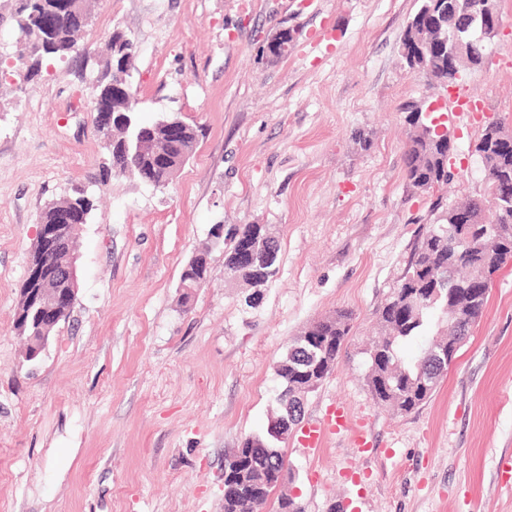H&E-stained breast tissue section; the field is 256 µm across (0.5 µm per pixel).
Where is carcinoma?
Returning <instances> with one entry per match:
<instances>
[{
  "label": "carcinoma",
  "mask_w": 512,
  "mask_h": 512,
  "mask_svg": "<svg viewBox=\"0 0 512 512\" xmlns=\"http://www.w3.org/2000/svg\"><path fill=\"white\" fill-rule=\"evenodd\" d=\"M29 25L18 28V39L29 48L30 63L21 60L14 64L18 76L28 80L39 74L43 61L61 60L74 51L75 35L85 27L83 18L88 12L66 17L60 21L52 39L43 44L36 40L38 19L53 0H21ZM443 12V24L448 39L465 35L470 14L497 13L498 0H421L420 7L408 23L401 41V56L407 67L422 73L443 87L457 84L459 75L448 69V54L434 50L420 54L414 45V36L430 25L431 9ZM132 124L120 126L116 135L135 138L146 130L143 153L135 161V177L156 187L165 186L177 167L160 161L161 154L173 150L164 136V119L151 124L139 122L129 113ZM406 121L413 135L405 152V173L408 181L422 191L438 189L448 183V137L427 135L421 127L431 125L432 117L419 108L407 109ZM484 142L479 157L489 187L488 196L472 199L462 207L475 212L481 223L472 224L469 234L474 244L469 249L453 245L448 230L449 212H440L430 224L422 225L410 253L407 267L397 288L376 310L381 336L369 352L367 385L374 402L402 413H410L426 403L436 392L450 363L442 364L433 349L453 341L463 344L466 337L458 334L456 323L462 317L473 327L482 317L488 303L490 287L496 273L512 261V237L498 244L491 241V231L501 226L512 229V145H498L482 132ZM62 205L80 207L88 212L93 204L85 192L58 200ZM230 238L245 244L255 243L266 252L251 264L235 256L233 245L224 246V267L233 271L237 279L250 286L261 287L272 281L280 269L278 240L257 224H244L230 232ZM446 323L448 338L434 339L421 350L413 362L401 356L402 346L430 329L435 319ZM352 314L337 312L317 321L319 335L328 337L326 348L310 351L305 347V336H298L288 353L277 363L280 379L277 411L273 419L279 423L299 424L302 399L319 387L336 366L345 347ZM245 466L241 474L224 482V512H255L270 494L283 485L285 458L280 442L270 434L250 436L242 447L224 458V472L236 470L239 458Z\"/></svg>",
  "instance_id": "cac0c4a2"
}]
</instances>
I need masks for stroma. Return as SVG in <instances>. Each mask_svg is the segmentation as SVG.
Masks as SVG:
<instances>
[{
  "label": "stroma",
  "instance_id": "35a3bbf8",
  "mask_svg": "<svg viewBox=\"0 0 512 512\" xmlns=\"http://www.w3.org/2000/svg\"><path fill=\"white\" fill-rule=\"evenodd\" d=\"M419 6L91 0L75 52L28 83L0 71V512H224L225 453L266 430L278 361L338 310L353 314L349 341L302 422L339 403L351 429L316 451L283 443L284 492L304 512H512V263L431 400L395 414L366 382L375 311L419 227L436 200L486 196L474 145L489 121L512 128V0H499L482 67L458 82L481 106L466 115L401 57ZM116 33L134 44L138 120L198 130L164 188L115 173L95 124L92 86ZM411 103L452 135L439 194L404 175ZM77 187L94 209L75 242L76 301L28 364L14 315L39 216ZM216 224L279 240L280 272L255 306L224 279ZM205 247L208 279L181 306V272ZM358 429L370 450L354 446Z\"/></svg>",
  "mask_w": 512,
  "mask_h": 512
}]
</instances>
